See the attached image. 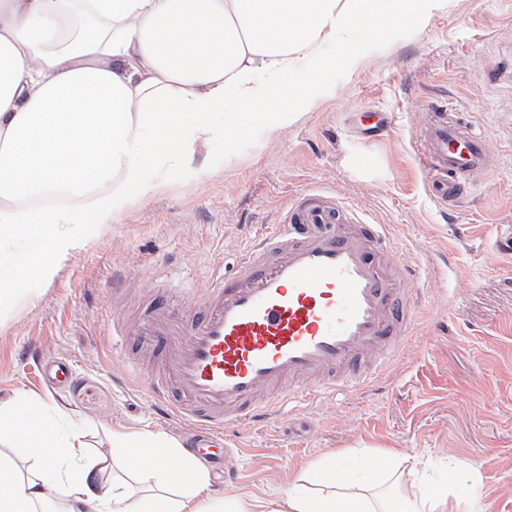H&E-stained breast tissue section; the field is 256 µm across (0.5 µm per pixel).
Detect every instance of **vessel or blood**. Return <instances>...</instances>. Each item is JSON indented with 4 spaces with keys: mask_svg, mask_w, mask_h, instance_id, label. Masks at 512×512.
<instances>
[{
    "mask_svg": "<svg viewBox=\"0 0 512 512\" xmlns=\"http://www.w3.org/2000/svg\"><path fill=\"white\" fill-rule=\"evenodd\" d=\"M483 133L436 108L421 147L427 187L460 202L486 161ZM382 225L319 191L298 196L214 274L202 301L155 298L112 329L157 405L201 433L213 458L230 429L283 414L324 392L352 390L393 360L418 303L416 274L393 258Z\"/></svg>",
    "mask_w": 512,
    "mask_h": 512,
    "instance_id": "vessel-or-blood-1",
    "label": "vessel or blood"
}]
</instances>
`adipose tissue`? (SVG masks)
I'll return each mask as SVG.
<instances>
[{
    "label": "adipose tissue",
    "instance_id": "ef3b65f1",
    "mask_svg": "<svg viewBox=\"0 0 512 512\" xmlns=\"http://www.w3.org/2000/svg\"><path fill=\"white\" fill-rule=\"evenodd\" d=\"M445 2L0 0V256H14L0 323L134 201L171 175H207L202 148L295 123V105L313 106L337 68L370 54L364 24L391 33ZM229 99L238 111H225ZM2 433L30 464L0 451V512H37L51 493L68 512H471L472 486L429 483L398 450L386 456L394 492L362 455L328 458L280 501L219 502L199 460L148 431L114 429L101 457L113 472L95 478L82 430L57 436L34 402L0 407ZM140 474L152 482L143 492L126 481Z\"/></svg>",
    "mask_w": 512,
    "mask_h": 512
}]
</instances>
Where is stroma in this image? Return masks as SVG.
<instances>
[{
	"mask_svg": "<svg viewBox=\"0 0 512 512\" xmlns=\"http://www.w3.org/2000/svg\"><path fill=\"white\" fill-rule=\"evenodd\" d=\"M436 102L466 113L489 148L446 209L418 162ZM207 161L202 180L173 176L133 203L0 324V405L42 401L59 433L82 429L93 457L119 427L184 444L183 422L155 407L113 344V319L158 285L202 299L213 271H231L293 198L331 192L384 225L394 258L417 269L416 325L368 385L229 432L240 478L228 490L210 468L209 495L277 499L328 456L398 448L434 479L466 478L477 512H512V0H447L337 71L296 123ZM59 360L72 376L47 380L41 366Z\"/></svg>",
	"mask_w": 512,
	"mask_h": 512,
	"instance_id": "1",
	"label": "stroma"
}]
</instances>
